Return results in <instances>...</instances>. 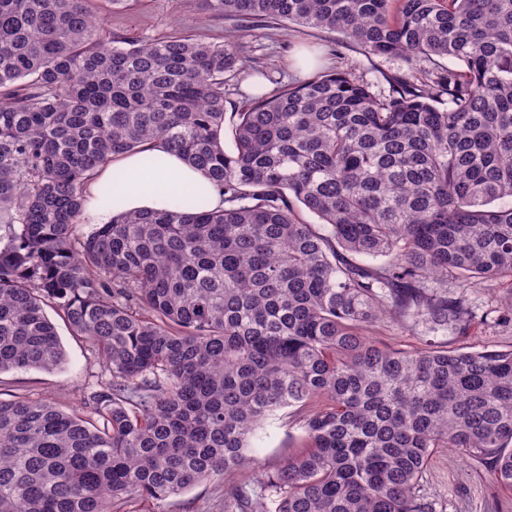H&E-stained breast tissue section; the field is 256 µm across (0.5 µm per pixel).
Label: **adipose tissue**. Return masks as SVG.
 Instances as JSON below:
<instances>
[{
    "label": "adipose tissue",
    "mask_w": 512,
    "mask_h": 512,
    "mask_svg": "<svg viewBox=\"0 0 512 512\" xmlns=\"http://www.w3.org/2000/svg\"><path fill=\"white\" fill-rule=\"evenodd\" d=\"M198 191L209 207L222 206V195L200 170L163 145L149 144L98 168L83 217L88 224H108L121 211L185 210Z\"/></svg>",
    "instance_id": "1"
}]
</instances>
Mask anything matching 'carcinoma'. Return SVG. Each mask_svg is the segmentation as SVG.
I'll list each match as a JSON object with an SVG mask.
<instances>
[{
  "label": "carcinoma",
  "mask_w": 512,
  "mask_h": 512,
  "mask_svg": "<svg viewBox=\"0 0 512 512\" xmlns=\"http://www.w3.org/2000/svg\"><path fill=\"white\" fill-rule=\"evenodd\" d=\"M92 2L0 0V372L65 362L49 308L104 376L77 409L0 398V512H135L215 476L224 512H436L437 448L512 489V350L368 338L386 316L460 330L448 277L512 278V0H204L245 28L460 64L386 95L318 75L230 120L243 46L104 43ZM152 142L224 208L86 227L95 170ZM289 408L306 448L235 482Z\"/></svg>",
  "instance_id": "1"
}]
</instances>
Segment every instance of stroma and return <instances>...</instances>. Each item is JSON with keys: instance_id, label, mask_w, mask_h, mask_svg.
<instances>
[{"instance_id": "obj_1", "label": "stroma", "mask_w": 512, "mask_h": 512, "mask_svg": "<svg viewBox=\"0 0 512 512\" xmlns=\"http://www.w3.org/2000/svg\"><path fill=\"white\" fill-rule=\"evenodd\" d=\"M106 31L150 41L174 33L210 38L234 36L247 57L248 67L268 71L270 78L258 81L245 75L226 93V112L237 111L245 94L262 89L271 92L273 80H294V61L302 48L318 54L324 71H339L368 83L373 92L388 93L387 75L405 71L402 60L366 54L348 44L341 34L315 28L284 29L270 23L259 28H240L234 21L207 12L201 0H132L127 8L107 12ZM448 294L465 300L471 317L465 330L450 334L427 332L424 325L412 327L384 319L370 338L406 352L431 346L466 351L512 349V320L503 312L512 307V280L491 279L475 288L449 282ZM56 330L66 353V362L54 370L17 369L0 374V393L30 398L50 397L62 406L79 405L101 374L87 343L72 336L63 320ZM256 465L271 471L300 452L302 436L288 411H281L259 430ZM421 491L435 503L437 512H512V491L497 487L493 475L481 464L448 448L435 449ZM141 512H224V480L214 477L169 498L163 507L145 502Z\"/></svg>"}]
</instances>
